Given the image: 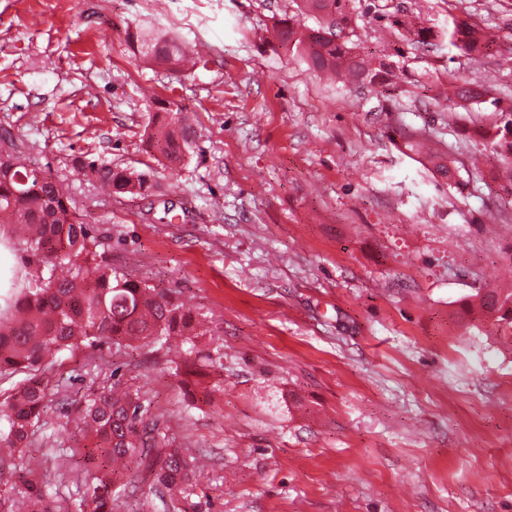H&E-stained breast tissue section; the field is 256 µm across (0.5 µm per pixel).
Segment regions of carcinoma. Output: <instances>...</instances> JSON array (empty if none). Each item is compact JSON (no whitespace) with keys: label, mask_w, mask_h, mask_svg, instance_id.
<instances>
[{"label":"carcinoma","mask_w":512,"mask_h":512,"mask_svg":"<svg viewBox=\"0 0 512 512\" xmlns=\"http://www.w3.org/2000/svg\"><path fill=\"white\" fill-rule=\"evenodd\" d=\"M344 0H299L302 14L316 19L312 27L301 26L295 16H286L273 27L279 45L294 50L309 68L357 88L395 86V67L375 64L356 52L359 35L345 12ZM400 40L430 45L448 39L458 50L476 57L493 52L492 41L479 26L454 18L445 32L393 21ZM142 38L143 55L170 69L187 60L183 42L162 32H147ZM461 107L488 104L499 119L490 128L476 127L472 133L503 164L512 167V105L502 107L497 98L477 82L448 78ZM151 146L171 162L181 159L190 146V127L182 113L167 112L146 129ZM404 149L425 156L435 173L452 179L460 173L458 161L432 151L422 137L403 139ZM75 172L115 194L140 195L145 175L117 169L104 161L82 156L72 158ZM0 224L23 230L15 238L0 233V247L20 254V261L0 275V375L23 373L26 379L4 401L9 409L8 426L0 428V447L23 453L27 440L42 421L51 395L49 369L61 353H75L108 343L117 348L173 340L193 342L206 334L204 321L170 294L143 281L129 278L100 259L103 242L61 183L24 162L14 152L0 158ZM70 266L58 277L56 267ZM470 314H484L512 325V290L476 294L466 301ZM169 370L185 387L193 404L211 405L223 391L222 355L208 353L170 361ZM214 382L197 390L201 376ZM143 395L115 382L82 397L76 406L70 457L85 474L86 488L76 500L56 499L49 494L47 474L27 471L19 475L33 505L40 512H114L113 505L126 491L122 479L131 468H143L155 487L167 490L164 512H188L197 457L187 448H177L143 419Z\"/></svg>","instance_id":"obj_1"}]
</instances>
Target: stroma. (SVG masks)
Segmentation results:
<instances>
[{
  "label": "stroma",
  "mask_w": 512,
  "mask_h": 512,
  "mask_svg": "<svg viewBox=\"0 0 512 512\" xmlns=\"http://www.w3.org/2000/svg\"><path fill=\"white\" fill-rule=\"evenodd\" d=\"M366 58L393 56L394 90L328 80L272 40L293 0H0V148L64 183L105 259L210 320L224 391L188 406L176 350L104 344L64 356L56 401L0 512H24L18 471L49 466L84 489L66 413L113 380L141 388L145 422L206 463L194 512H512V332L465 316L466 297L512 288V183L469 139L496 113L438 98L448 76L512 101V0H350ZM491 27L475 62L448 42L410 46L392 22ZM178 35L206 66L144 58L134 27ZM158 112L196 121L182 163L143 141ZM418 129L476 167L457 184L402 153ZM147 174L109 196L75 156Z\"/></svg>",
  "instance_id": "obj_1"
}]
</instances>
